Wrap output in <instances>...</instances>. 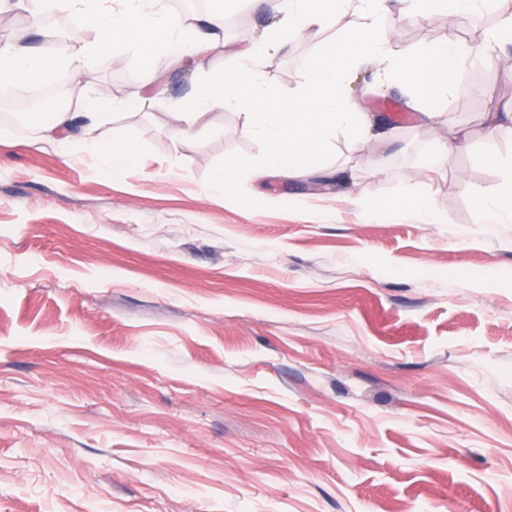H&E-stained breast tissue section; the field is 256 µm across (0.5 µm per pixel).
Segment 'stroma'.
<instances>
[{"instance_id":"1","label":"stroma","mask_w":512,"mask_h":512,"mask_svg":"<svg viewBox=\"0 0 512 512\" xmlns=\"http://www.w3.org/2000/svg\"><path fill=\"white\" fill-rule=\"evenodd\" d=\"M511 10L398 19L392 48L477 44ZM273 27L261 0L228 6L214 68ZM335 41L291 39L267 82L295 91ZM146 70L123 47L55 73L72 111L116 108L63 148L14 121L0 141V512H512V224L475 223L501 172L469 160L482 113H512V46L459 71L435 125L358 66L351 101L397 139L330 137L336 179L244 171L229 196L213 171L263 154L247 114L174 144L203 75L169 70L157 95ZM459 131L453 164L424 169ZM116 132L137 161L111 172ZM355 182L444 221L353 206ZM390 207L415 213L425 224L443 223L442 216L436 212L429 201L418 195H404L391 202Z\"/></svg>"}]
</instances>
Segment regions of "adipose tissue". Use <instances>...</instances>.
<instances>
[{"instance_id": "obj_1", "label": "adipose tissue", "mask_w": 512, "mask_h": 512, "mask_svg": "<svg viewBox=\"0 0 512 512\" xmlns=\"http://www.w3.org/2000/svg\"><path fill=\"white\" fill-rule=\"evenodd\" d=\"M482 0H266L287 34L323 29L347 14L358 17L356 26L338 32L334 49L317 53L303 66V82L289 95L266 83L263 65L274 46L271 37L254 41L241 62L232 69H214L208 53L224 44V0H213L212 9L189 19L172 16L166 0H0V19L23 11L33 20L65 12L78 18L84 36L72 41L45 29L52 52L34 53L17 44L0 45V86H22L44 79L48 73L70 69L92 70L109 58L116 46L133 45L168 66L204 72L180 112L174 113V142L192 138L206 115L220 106L249 112V132L263 146L259 161L231 160L212 175L214 186L233 193L241 171L254 177L288 178L306 172H322L331 178L323 161L326 137L340 132L358 141L369 135L368 117L355 111L344 87L351 67L362 60L383 64L417 100L447 98L455 87L458 70L465 62L483 63L497 48L512 45V17L506 16L479 46L443 43L404 56L390 47L389 20L401 15L421 18L442 11L448 18L466 16ZM486 137L470 153L480 166L503 171L500 187L479 200L475 221L479 224L512 223V158L503 159L498 142L512 135V125L496 112L483 113Z\"/></svg>"}]
</instances>
